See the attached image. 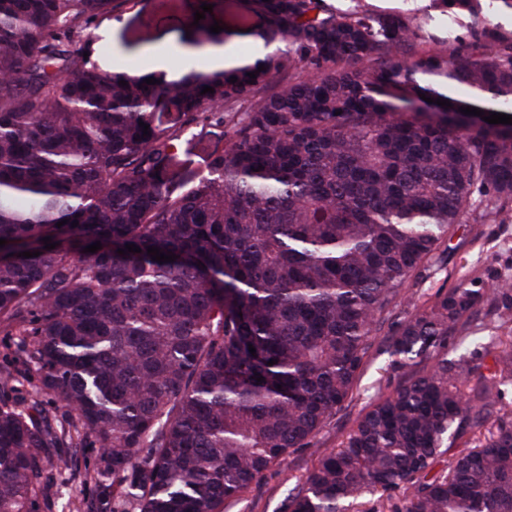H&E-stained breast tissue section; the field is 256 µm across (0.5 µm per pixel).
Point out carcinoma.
Returning a JSON list of instances; mask_svg holds the SVG:
<instances>
[{"mask_svg": "<svg viewBox=\"0 0 512 512\" xmlns=\"http://www.w3.org/2000/svg\"><path fill=\"white\" fill-rule=\"evenodd\" d=\"M130 2L0 0V333L25 356L0 389L36 379L0 399V512L49 507L64 470L90 484L89 512H224L336 424L386 323L394 388L288 512H353L364 494L389 512H512V336L478 335L512 321V283L422 304L407 288L455 225L512 208V125H475L450 96L511 114L512 35L484 0H433L471 47L410 60L400 11L252 0L259 38L287 49L172 81L84 58L87 31ZM211 123L229 137L197 172L179 155Z\"/></svg>", "mask_w": 512, "mask_h": 512, "instance_id": "obj_1", "label": "carcinoma"}]
</instances>
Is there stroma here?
<instances>
[{"label": "stroma", "instance_id": "obj_1", "mask_svg": "<svg viewBox=\"0 0 512 512\" xmlns=\"http://www.w3.org/2000/svg\"><path fill=\"white\" fill-rule=\"evenodd\" d=\"M213 6L208 21L223 26L226 41L233 52L254 59L256 51L247 39L248 32H259L262 19L249 11L245 0H209ZM366 7L375 10H400L409 15L416 38L409 51L417 56L446 43L449 51L465 47L469 42L466 28L456 30L454 41H446V31L431 0H363ZM200 0H131L116 10L99 25L90 28L93 58L101 68H120L131 74L149 72L148 59L163 55L168 72L174 78L206 69L203 57L186 60L184 48L192 44L188 22ZM248 16L247 26L236 23L237 16ZM431 274L419 280L413 291L420 300L433 299L438 291H447L482 279L492 285L505 279L512 280V212L502 214L495 224L458 225L447 248L438 249L431 261ZM372 357L356 382L354 397L346 409L336 417L334 426L317 437V448H302L287 455L274 465L259 484L241 492L224 504V512H288V493L303 481L318 463L319 450L338 447L354 427L360 413L379 396L387 392L385 376L389 358L380 348H372Z\"/></svg>", "mask_w": 512, "mask_h": 512}]
</instances>
